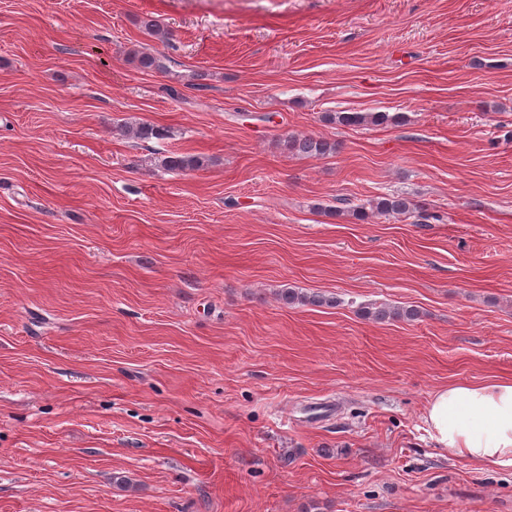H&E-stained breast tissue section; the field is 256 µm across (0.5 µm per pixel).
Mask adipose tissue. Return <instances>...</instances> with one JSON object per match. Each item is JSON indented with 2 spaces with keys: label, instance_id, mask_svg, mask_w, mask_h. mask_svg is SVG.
Wrapping results in <instances>:
<instances>
[{
  "label": "adipose tissue",
  "instance_id": "ef3b65f1",
  "mask_svg": "<svg viewBox=\"0 0 512 512\" xmlns=\"http://www.w3.org/2000/svg\"><path fill=\"white\" fill-rule=\"evenodd\" d=\"M424 420L436 446L453 456L487 471L512 468V378L441 387Z\"/></svg>",
  "mask_w": 512,
  "mask_h": 512
}]
</instances>
